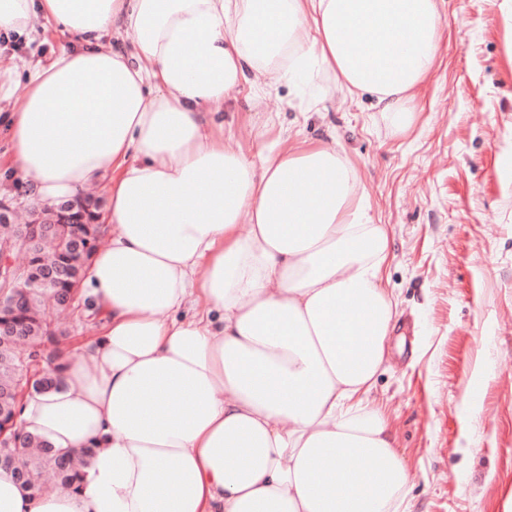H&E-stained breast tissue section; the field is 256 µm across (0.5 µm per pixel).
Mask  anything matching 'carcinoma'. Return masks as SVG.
Here are the masks:
<instances>
[{"label": "carcinoma", "mask_w": 512, "mask_h": 512, "mask_svg": "<svg viewBox=\"0 0 512 512\" xmlns=\"http://www.w3.org/2000/svg\"><path fill=\"white\" fill-rule=\"evenodd\" d=\"M74 224L60 225L59 238L47 237L27 245L23 271L0 284V429L7 440L0 443V466L14 469L18 480L34 497L45 491L46 479L61 487L77 488L80 474L91 464L93 449L58 451L44 441L19 431L16 416L18 389L27 384L20 352L39 356L54 342L53 315L67 313L62 306L71 287L83 278L88 253L95 244L97 220L103 210L100 197L80 196L69 203ZM47 368L33 382L32 391L56 388L57 356L46 357Z\"/></svg>", "instance_id": "cac0c4a2"}]
</instances>
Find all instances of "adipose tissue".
Segmentation results:
<instances>
[{"instance_id": "1", "label": "adipose tissue", "mask_w": 512, "mask_h": 512, "mask_svg": "<svg viewBox=\"0 0 512 512\" xmlns=\"http://www.w3.org/2000/svg\"><path fill=\"white\" fill-rule=\"evenodd\" d=\"M41 17L78 43L30 74L8 168L50 203L109 177L86 279L106 324L18 404L22 433L93 449L78 488L34 497L0 468V512H405L412 475L368 403L396 322L388 229L335 146L251 159L210 107L284 84L307 113L337 86L406 133L436 0H0V31Z\"/></svg>"}]
</instances>
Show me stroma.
Masks as SVG:
<instances>
[{"label":"stroma","mask_w":512,"mask_h":512,"mask_svg":"<svg viewBox=\"0 0 512 512\" xmlns=\"http://www.w3.org/2000/svg\"><path fill=\"white\" fill-rule=\"evenodd\" d=\"M437 5V63L405 136L370 97L339 89L320 115L289 106L283 86L234 90L214 109L249 154L270 115L278 131L337 142L389 229L384 286L405 340L371 400L412 473L411 512H512V12L505 0ZM75 43L44 19L26 37L0 32L14 74L0 123L22 108L32 67ZM103 324L77 294L52 352L77 353Z\"/></svg>","instance_id":"1"}]
</instances>
